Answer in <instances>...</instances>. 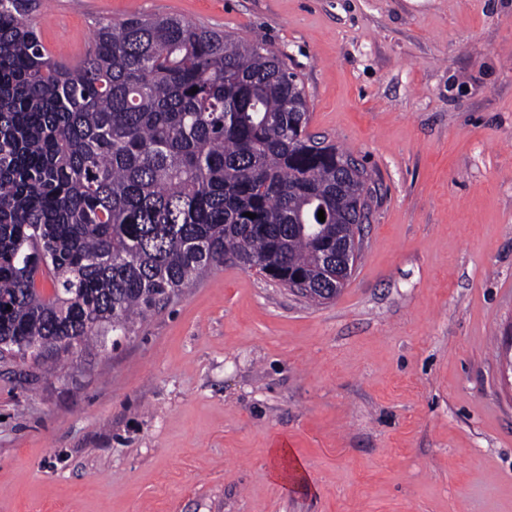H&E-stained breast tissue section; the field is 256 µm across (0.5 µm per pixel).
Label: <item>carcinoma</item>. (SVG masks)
I'll return each mask as SVG.
<instances>
[{
  "mask_svg": "<svg viewBox=\"0 0 512 512\" xmlns=\"http://www.w3.org/2000/svg\"><path fill=\"white\" fill-rule=\"evenodd\" d=\"M34 2L0 0V348L42 365L127 336L228 261L321 301L320 256L372 191L307 132L297 74L176 16L97 21L70 66Z\"/></svg>",
  "mask_w": 512,
  "mask_h": 512,
  "instance_id": "carcinoma-1",
  "label": "carcinoma"
}]
</instances>
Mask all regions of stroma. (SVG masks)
Wrapping results in <instances>:
<instances>
[{
    "label": "stroma",
    "instance_id": "35a3bbf8",
    "mask_svg": "<svg viewBox=\"0 0 512 512\" xmlns=\"http://www.w3.org/2000/svg\"><path fill=\"white\" fill-rule=\"evenodd\" d=\"M278 51L374 199L315 304L227 263L117 345L0 363V512H512V0H42ZM286 445L299 479L273 477Z\"/></svg>",
    "mask_w": 512,
    "mask_h": 512
}]
</instances>
